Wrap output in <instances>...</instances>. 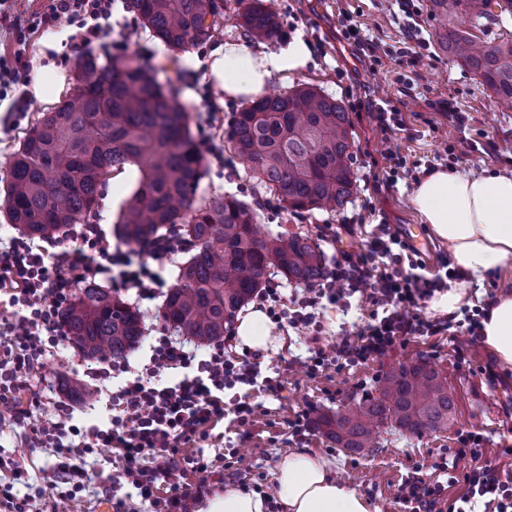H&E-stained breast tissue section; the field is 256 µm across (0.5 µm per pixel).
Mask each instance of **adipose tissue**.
<instances>
[{
	"instance_id": "ef3b65f1",
	"label": "adipose tissue",
	"mask_w": 512,
	"mask_h": 512,
	"mask_svg": "<svg viewBox=\"0 0 512 512\" xmlns=\"http://www.w3.org/2000/svg\"><path fill=\"white\" fill-rule=\"evenodd\" d=\"M310 53L293 39L277 53H258L242 43L225 44L210 66L230 100L261 94L273 74L300 72ZM434 235L447 242L451 260L482 280L512 267V175L472 176L439 169L426 175L411 198ZM483 341L504 365H512V293L488 305ZM284 512H371L369 502L339 483L327 461L300 449L289 454L276 476Z\"/></svg>"
}]
</instances>
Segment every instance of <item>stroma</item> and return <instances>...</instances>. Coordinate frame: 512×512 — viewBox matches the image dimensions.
<instances>
[{
  "instance_id": "1",
  "label": "stroma",
  "mask_w": 512,
  "mask_h": 512,
  "mask_svg": "<svg viewBox=\"0 0 512 512\" xmlns=\"http://www.w3.org/2000/svg\"><path fill=\"white\" fill-rule=\"evenodd\" d=\"M266 3L277 15L278 33L274 39L252 38L240 24L238 0H224V16L216 35L189 48L184 55L165 49L143 28H138L129 43H122L121 27L136 25L137 16L123 9L113 14L109 37L113 54L136 58L156 71L159 78H171L179 101L189 111L190 131L202 151L215 145L224 152L225 164L205 159L199 197L237 195L254 205L257 222L266 232L288 230L313 237L318 226L324 224L353 225L354 232L345 238L344 245L358 252L379 222L398 230L422 221L411 204L416 186L413 178L402 177L397 184H387L389 165L385 151L400 154L408 168L420 172L433 167L474 176L512 175V111L497 106L492 91L480 77L449 61L439 44L441 24L430 0L418 2L415 21L421 39L417 42L406 37L405 16L395 0ZM347 14L360 27L362 44H352L342 35L340 22ZM67 38V31L62 30L32 39L30 82L47 85L48 90L41 97H29L26 112L16 116L12 129H0V175L31 122L77 85V55L69 48ZM296 38L309 48L307 66L286 78L273 76L266 91L277 94L301 83L312 84L339 99L348 112L356 183L349 203L332 213H291L253 178L249 166L233 154L228 140L227 122L242 104L225 99L210 73L213 52L225 44L241 42L258 52L276 53ZM422 41L426 42L427 51L422 63L416 64L412 58ZM382 102L401 112L404 130L384 134L377 128L370 110ZM447 103L461 114L462 125L450 121L443 109ZM209 105L222 110L224 126L215 129L204 124L202 112ZM124 297L140 312L147 339L159 328L174 338H184L181 330L163 325L161 300L139 302L131 290ZM147 339L130 353L131 364L148 360ZM308 346L306 339H292L281 330H273L263 351L261 368L267 374L280 371L284 384L281 397L258 395L259 407L247 427L226 420L210 430L206 438L186 445L185 454L204 455L222 467L224 488L272 491L279 465L302 447L328 459L337 480L366 497L372 512H403L397 500L402 481L415 471L430 482L443 480L436 465L441 458L450 457L462 431L482 432V463L512 474V458L501 454L503 447L512 446V366L499 363L486 345L472 347L462 361L452 336L413 338L380 360L314 378L293 361L294 356H306ZM420 357L441 370L454 392V420L448 429L413 435L386 425L379 430L373 452L364 457L346 454L314 429L304 438L293 437L287 421L295 414L306 411L314 416L352 406L364 394H375L388 371ZM38 377L53 398L68 404L73 424L79 426L106 416L107 395H100L97 402L87 406L73 400L63 387L64 381L82 379V368L71 345H64L59 355L48 357ZM361 381L366 384L362 390L357 387ZM116 468L110 449H100L89 466L88 490L72 505V512H98L103 499L97 491Z\"/></svg>"
}]
</instances>
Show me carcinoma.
Segmentation results:
<instances>
[{
	"mask_svg": "<svg viewBox=\"0 0 512 512\" xmlns=\"http://www.w3.org/2000/svg\"><path fill=\"white\" fill-rule=\"evenodd\" d=\"M140 23L171 52L210 40L224 16L220 0H128ZM250 36L271 39L275 14L263 0H239ZM446 21L440 35L448 58L476 73L496 104L512 110V40L477 44L457 28L512 13V0H431ZM79 86L30 126L8 162L4 198L10 223L49 239L96 214L111 176L139 170L123 204L118 235L136 245L178 227L194 242L163 302L162 319L201 341L224 337L238 310L269 283V268L312 285L323 272L317 244L288 234H264L252 206L234 195L197 197L204 156L190 134L188 113L171 79L128 58L102 64L92 53L78 63ZM351 121L338 100L300 85L264 97L234 114L229 139L260 184L283 208L335 211L353 195ZM67 338L85 357L123 358L143 337L140 314L117 291L88 283L63 314ZM455 411L448 378L419 358L387 373L378 395L344 411L321 413L315 427L336 447L366 455L376 431L389 424L413 435L448 428Z\"/></svg>",
	"mask_w": 512,
	"mask_h": 512,
	"instance_id": "cac0c4a2",
	"label": "carcinoma"
}]
</instances>
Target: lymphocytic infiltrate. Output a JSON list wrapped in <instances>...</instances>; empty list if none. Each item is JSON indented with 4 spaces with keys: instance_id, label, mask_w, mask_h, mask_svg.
Listing matches in <instances>:
<instances>
[{
    "instance_id": "lymphocytic-infiltrate-1",
    "label": "lymphocytic infiltrate",
    "mask_w": 512,
    "mask_h": 512,
    "mask_svg": "<svg viewBox=\"0 0 512 512\" xmlns=\"http://www.w3.org/2000/svg\"><path fill=\"white\" fill-rule=\"evenodd\" d=\"M17 2L0 0V20L15 36L13 64L0 67V90L28 81L27 31L71 28L70 47L76 52L103 48L112 31L115 0H47L30 19L17 10ZM352 232L349 224L319 229L318 240L332 252L316 284L288 299L276 288L257 295L273 323H286L300 336L321 332L325 306L348 310L354 296L370 304L357 330L340 331L329 348L311 349L303 363L308 375L378 360L415 336L449 334L464 348L482 340L485 307L465 305L441 317L424 312L430 299L462 279L459 268L425 275L422 260L386 224L376 226L362 252L348 251L342 239ZM191 247L175 228L126 249L112 244L98 224L69 225L54 251L23 234L0 235V433L15 435L25 448L50 449L54 458L46 472V495L16 492L14 482L27 470L19 460L0 458V473L9 475L0 483V512H66L86 488L89 456L102 448L116 450L121 461L107 479V496L129 486L158 512H191L207 487L191 484L190 478L213 465L201 456L183 457V445L205 437L229 414L238 425L249 424L258 407L254 392L279 395V377L262 376L257 361L230 350L227 342L211 344L200 360L185 342L161 335L150 344L141 373L112 392L105 421L80 428L71 425L62 402L45 409L33 380L44 357L64 342L62 316L80 286L106 281L134 289L139 299L157 298L166 285V262ZM482 442L472 431L458 437L454 458L470 460L469 469L453 473L447 462L438 465L449 482L464 483L459 501L444 502L441 484L414 473L398 489L405 512H475L479 503L486 512H512V477L481 464ZM163 482L170 497L158 495Z\"/></svg>"
}]
</instances>
